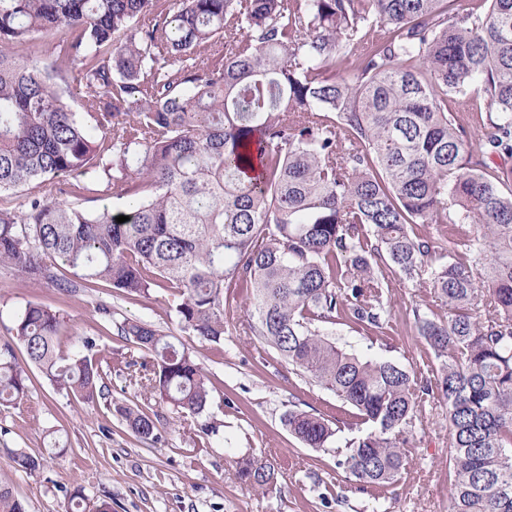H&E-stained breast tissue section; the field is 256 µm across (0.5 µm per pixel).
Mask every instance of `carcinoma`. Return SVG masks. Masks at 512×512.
Segmentation results:
<instances>
[{
    "instance_id": "carcinoma-1",
    "label": "carcinoma",
    "mask_w": 512,
    "mask_h": 512,
    "mask_svg": "<svg viewBox=\"0 0 512 512\" xmlns=\"http://www.w3.org/2000/svg\"><path fill=\"white\" fill-rule=\"evenodd\" d=\"M453 0H0V193L34 186L24 210L0 209V266L76 291L63 269L140 297L158 280L179 330L221 344L224 296L249 302L246 334L353 409L336 445V482L371 492L372 512L412 465L425 403L448 409L450 512H512V0L480 14ZM61 32L58 57L17 48ZM82 65L81 119L59 82ZM487 103L471 107L470 94ZM109 144L95 145L98 134ZM107 180L122 212L68 200L66 178ZM124 215L123 223L116 217ZM437 226L439 237L415 231ZM426 277L443 313L412 308L433 359L407 368L331 339L338 325L383 341L389 275ZM60 314L28 302L14 339L60 391L104 396L112 358L76 340ZM129 382L183 413H202L209 378L192 352L124 320ZM27 369L0 346V406L27 397ZM142 440L154 419L115 405ZM303 445L326 451L340 420L290 404ZM16 468L40 460L9 451ZM277 464L242 457L236 477L268 491ZM78 486L66 512H87ZM0 512H25L0 484Z\"/></svg>"
}]
</instances>
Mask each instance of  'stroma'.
Returning <instances> with one entry per match:
<instances>
[{
	"label": "stroma",
	"mask_w": 512,
	"mask_h": 512,
	"mask_svg": "<svg viewBox=\"0 0 512 512\" xmlns=\"http://www.w3.org/2000/svg\"><path fill=\"white\" fill-rule=\"evenodd\" d=\"M391 351L369 347L363 333L337 326L336 340L360 354L387 355L401 364H419L428 350L408 322L412 306L435 307V297L419 280L393 279ZM58 311L62 348L72 338L91 340L96 350L120 357L129 345L117 331L123 320H137L174 336L193 351L210 379L203 414L176 412L156 397L139 392L119 368L105 369L106 397L88 404L66 396L37 369L30 368L28 396L0 409V483L8 485L27 512H64L74 487L92 498L111 497L112 512H366L369 493L345 484L344 503L323 502L311 473L336 478L333 455L302 445L282 423L289 403L308 404L330 416L346 410L329 391L309 384L274 350L263 348L241 329L249 319L242 296L227 295L234 321L223 344L179 332L171 298L160 284L149 297L128 296L104 282H79L65 294L44 281L22 278L0 266V343L11 340L15 316L26 302ZM112 309L111 318L99 305ZM126 403L157 414L154 441H142L115 406ZM444 405H425L415 421V460L387 501L389 512H448V420ZM221 420L218 434L203 432L209 418ZM24 448L42 459L31 474L16 469L9 449ZM250 455L277 462L274 490L261 492L236 480L234 462Z\"/></svg>",
	"instance_id": "1"
}]
</instances>
